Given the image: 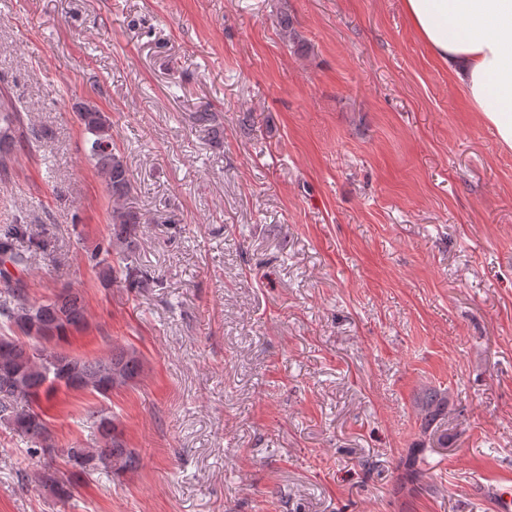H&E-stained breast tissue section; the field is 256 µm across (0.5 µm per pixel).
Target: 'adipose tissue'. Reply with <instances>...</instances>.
I'll use <instances>...</instances> for the list:
<instances>
[{
    "mask_svg": "<svg viewBox=\"0 0 512 512\" xmlns=\"http://www.w3.org/2000/svg\"><path fill=\"white\" fill-rule=\"evenodd\" d=\"M418 37L512 149V0H404Z\"/></svg>",
    "mask_w": 512,
    "mask_h": 512,
    "instance_id": "ef3b65f1",
    "label": "adipose tissue"
}]
</instances>
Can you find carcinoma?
Listing matches in <instances>:
<instances>
[{"instance_id":"obj_1","label":"carcinoma","mask_w":512,"mask_h":512,"mask_svg":"<svg viewBox=\"0 0 512 512\" xmlns=\"http://www.w3.org/2000/svg\"><path fill=\"white\" fill-rule=\"evenodd\" d=\"M281 35L288 43L302 48L292 20L280 17ZM86 131L94 136L90 141L89 157L104 178L115 199L126 196L131 188L129 171L123 156L112 142V126L95 107L86 105L79 113ZM192 123L200 130L220 136L223 122L208 106L192 113ZM22 124L20 100L8 88H0V169L7 170V161L20 141L8 131ZM140 216L133 210L116 207L112 210L108 238L89 256L93 266H101L114 279L132 283L149 280L151 274H138L125 264L124 253L133 248L135 225ZM28 233L26 224L0 227V421L15 434L31 443L26 449L30 459L44 461L38 475L39 485L51 495L67 498L72 493V480L53 464V457L62 454L73 474L89 475L102 472L118 476L135 469L138 455L127 447L123 431L116 418L92 407L86 410L85 422L98 436L93 448L76 445L54 448L45 414L40 408L41 396L61 389L90 391L102 396L117 387L136 381L143 365L135 352L114 346L100 360H86L57 352L43 345L46 338H62L86 323L83 295L77 290H64L46 303L31 301L25 289L13 280L11 269L24 267L29 257L15 248V242ZM422 428L433 426L448 409V397L436 389H426L419 396Z\"/></svg>"}]
</instances>
